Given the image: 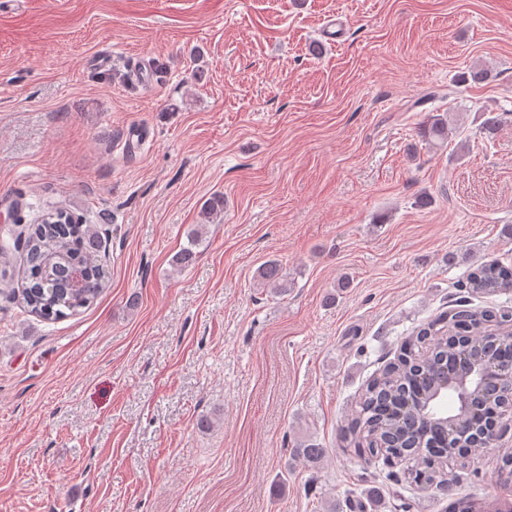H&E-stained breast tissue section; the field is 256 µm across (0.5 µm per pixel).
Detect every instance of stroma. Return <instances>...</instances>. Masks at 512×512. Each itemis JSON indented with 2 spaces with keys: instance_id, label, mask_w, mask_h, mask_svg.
<instances>
[{
  "instance_id": "obj_1",
  "label": "stroma",
  "mask_w": 512,
  "mask_h": 512,
  "mask_svg": "<svg viewBox=\"0 0 512 512\" xmlns=\"http://www.w3.org/2000/svg\"><path fill=\"white\" fill-rule=\"evenodd\" d=\"M473 66L491 80L458 83ZM504 108L512 0H0V226L33 222L36 199L66 209L106 273L45 322L13 298L11 259L0 512H360L373 487L381 512L512 499L493 479L512 430L449 461L447 492L340 439L413 331L464 295L512 309V289L460 286L512 266V122L481 127ZM432 112L448 143L422 140ZM269 260L286 291L258 284ZM308 438L316 469L293 453ZM512 284V268L498 263H480L473 267L466 276V283L461 288H471L472 292L494 291L507 288Z\"/></svg>"
}]
</instances>
